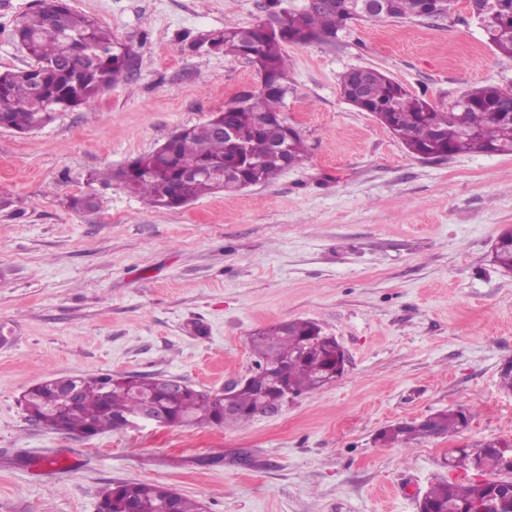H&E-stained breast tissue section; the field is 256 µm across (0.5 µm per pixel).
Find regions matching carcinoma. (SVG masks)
<instances>
[{"label":"carcinoma","instance_id":"1","mask_svg":"<svg viewBox=\"0 0 512 512\" xmlns=\"http://www.w3.org/2000/svg\"><path fill=\"white\" fill-rule=\"evenodd\" d=\"M426 0H386L384 7L366 12L362 0H335L334 5L301 15L273 13L268 27L257 24L241 27L224 24L211 42L222 53L233 54L268 73L270 84L250 92L242 105L227 107L219 119L176 129L169 143L133 159L115 174L124 187L163 212L180 208L172 200L175 182L186 172H197L192 186L193 199L231 191L214 173L217 164H232L243 146L253 159L245 175L262 184L280 173L302 164L306 158L304 141L293 130L286 140V153L269 150L258 128L260 115L278 111L288 94L287 44L330 43L354 20L370 18L405 19L418 17ZM479 15L485 22L489 43L512 57V0H479ZM14 37L30 63L24 68L0 71V126L19 133L33 132L50 123L60 112L91 108L95 99L130 75L131 53L125 45L93 18L73 12L65 0H39L38 7L22 14L15 23ZM343 97L361 112L371 113L404 145L418 156L422 153L512 154V84L479 85L463 95L446 112H439L426 99L409 92L386 74L375 71L366 76L355 69L341 79ZM234 129L236 138L226 139L216 121ZM73 210L98 207L93 194L67 199ZM494 261L512 271V228L503 230L494 246ZM316 323L289 320L261 329L250 337L257 369L246 386L231 396L237 412L222 417L211 392L191 388L171 392L159 388L157 379L123 374H103L81 378L78 401L63 415L54 411L58 397L51 384H38L23 395L29 417L48 429L61 433L86 430L95 435L123 430L122 418L136 410V396H150L168 413L172 426L246 427L254 420V410L265 400L276 403L281 391L272 382L270 371H286V387L294 396L319 392L332 384L329 368L336 357V339L315 332ZM110 389H105V386ZM464 412L448 409L431 415L427 428L391 426L379 433L385 445L408 447L432 434L436 437L461 432ZM498 440L478 442L472 450L451 456L455 470H473L481 465L487 473L502 472V460L495 450ZM174 497L175 512H202L201 504L160 484L137 481L112 486L111 512H129L128 502L154 509L167 508ZM427 512H501L498 501L478 494L470 482L440 481L426 493Z\"/></svg>","mask_w":512,"mask_h":512}]
</instances>
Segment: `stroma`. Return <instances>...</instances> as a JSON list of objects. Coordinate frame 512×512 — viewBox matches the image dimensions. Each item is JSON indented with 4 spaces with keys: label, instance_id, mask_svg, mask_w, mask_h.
<instances>
[{
    "label": "stroma",
    "instance_id": "1",
    "mask_svg": "<svg viewBox=\"0 0 512 512\" xmlns=\"http://www.w3.org/2000/svg\"><path fill=\"white\" fill-rule=\"evenodd\" d=\"M128 46L133 74L92 110L28 135L0 127V512H96L104 488L169 485L207 512H417L457 444L512 439V273L493 261L512 227V155L430 161L346 103L341 76L378 69L447 110L512 82L469 5L439 18L354 21L330 44H289L280 113L307 158L273 182L159 213L116 171L179 127L206 122L260 78L245 60L191 50L268 0H66ZM0 0V70L24 67ZM96 194L77 212L72 195ZM318 323L345 374L278 416L238 427H156L84 440L30 419L42 381L121 373L216 390L251 375L252 334ZM453 408L454 436L384 446L378 433ZM216 458L213 466L199 465Z\"/></svg>",
    "mask_w": 512,
    "mask_h": 512
}]
</instances>
